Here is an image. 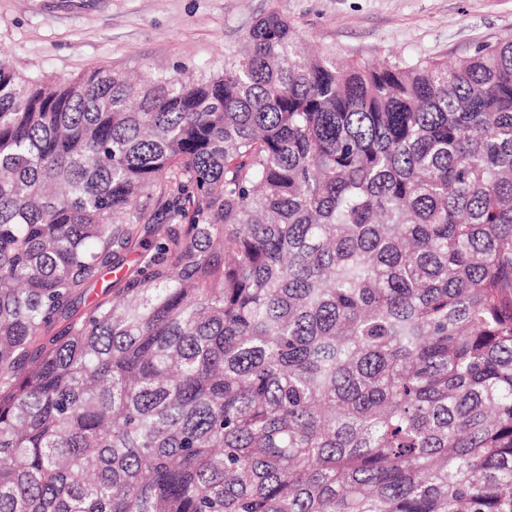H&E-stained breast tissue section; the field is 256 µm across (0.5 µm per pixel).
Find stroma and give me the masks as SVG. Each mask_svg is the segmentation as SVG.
<instances>
[{"label": "stroma", "mask_w": 512, "mask_h": 512, "mask_svg": "<svg viewBox=\"0 0 512 512\" xmlns=\"http://www.w3.org/2000/svg\"><path fill=\"white\" fill-rule=\"evenodd\" d=\"M272 9L350 63L450 60L512 32V0H0V48L25 75L152 69L188 79L221 67Z\"/></svg>", "instance_id": "1"}]
</instances>
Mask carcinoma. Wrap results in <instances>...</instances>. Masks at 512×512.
Wrapping results in <instances>:
<instances>
[{
  "mask_svg": "<svg viewBox=\"0 0 512 512\" xmlns=\"http://www.w3.org/2000/svg\"><path fill=\"white\" fill-rule=\"evenodd\" d=\"M0 512H512V34L343 66L272 9L191 82L1 50ZM155 224H142L140 226L139 231V240L143 243V249L141 246L138 247L134 252L129 254L127 258L123 261L122 266L117 270H105L102 273V276L98 283L88 288L84 291L82 294L81 300L79 299V302L77 304V312L81 313L91 302H93L95 299H97L105 289L112 286V288H117L115 286L116 278L120 277L122 275L128 274L130 272H133L136 270L138 266H140L141 259L139 257L140 253H143L147 257H150L152 255V250L149 247H146L145 245H150L151 242H153L155 237Z\"/></svg>",
  "mask_w": 512,
  "mask_h": 512,
  "instance_id": "cac0c4a2",
  "label": "carcinoma"
}]
</instances>
